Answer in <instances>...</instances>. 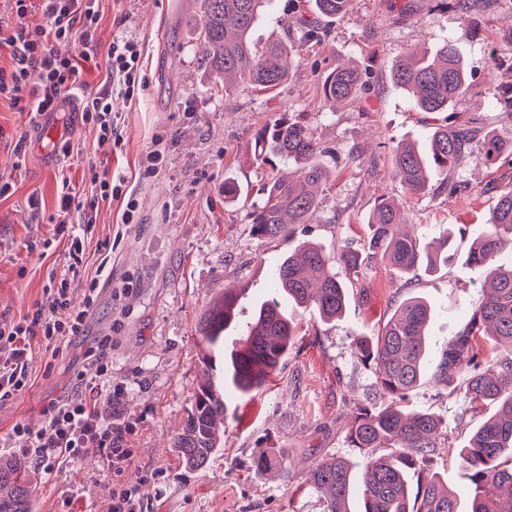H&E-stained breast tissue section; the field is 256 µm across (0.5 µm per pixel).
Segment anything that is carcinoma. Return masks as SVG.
I'll list each match as a JSON object with an SVG mask.
<instances>
[{
  "label": "carcinoma",
  "mask_w": 512,
  "mask_h": 512,
  "mask_svg": "<svg viewBox=\"0 0 512 512\" xmlns=\"http://www.w3.org/2000/svg\"><path fill=\"white\" fill-rule=\"evenodd\" d=\"M200 32L197 51L205 71L231 97L240 87L271 92L290 77L295 42L273 40L261 50L251 41V31L273 0H199ZM351 0H316L319 14L342 17ZM300 41L319 39L316 21L297 23ZM392 76L412 95L424 112H446L468 89L465 63L452 43H444L429 57L411 50L399 55ZM363 86L362 72L338 65L322 86L329 102L350 100ZM495 161L512 155V132L479 134L473 127L448 132L433 130L419 147L401 140L393 148L395 175L409 194L429 188L434 176L448 170L472 149ZM257 157L263 161L296 165L294 175L272 179L263 189V201L249 213L251 232L275 240L316 217L320 197L329 180L324 158L330 147L309 129L280 117L256 134ZM402 203L383 198L369 214L368 249L402 275L424 267L434 272L448 266L454 256L452 231L443 233L436 252L417 239L402 234ZM512 190L504 192L469 250L467 261L484 279L490 294L475 305L469 319L440 351L439 379L464 390L470 408L494 404L497 412L486 419L459 452L460 464L469 471L474 496L468 510L459 508L432 464L445 447L442 420L405 405L425 376L430 349L428 327L431 307L419 296L399 303L376 334L359 337L355 353L376 377L388 403H360L346 430V441L363 454L355 470L342 457L332 456L310 471L309 486L323 495L324 512H353L354 493L362 500L360 512H512ZM364 259L351 251L334 256L313 244L290 254L274 270L276 296L259 303L243 328L239 344L224 349V332L238 325L237 301L243 289H224L205 313L199 332L206 344L203 360L219 361L223 385L238 394L260 389L276 370L293 343L294 326L280 296L316 309L321 319L342 316L347 285L336 274V264L357 274ZM492 336L498 351L481 353L479 338ZM228 415L225 395L210 382L200 387L187 413L182 431L173 440L185 466L207 465L218 448L220 427ZM277 448L259 455L254 466L270 471L283 464ZM33 487L28 465L16 457H0V512H33Z\"/></svg>",
  "instance_id": "1"
}]
</instances>
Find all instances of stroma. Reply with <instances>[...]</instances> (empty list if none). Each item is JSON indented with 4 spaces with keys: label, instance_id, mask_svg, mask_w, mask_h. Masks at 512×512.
<instances>
[{
    "label": "stroma",
    "instance_id": "obj_1",
    "mask_svg": "<svg viewBox=\"0 0 512 512\" xmlns=\"http://www.w3.org/2000/svg\"><path fill=\"white\" fill-rule=\"evenodd\" d=\"M99 11L95 61H86L81 38L67 45L82 68L85 92L100 89L107 49L120 34L138 42L147 85L135 100L120 103L115 142L98 141L71 113L48 115L47 123L64 127L76 148L68 157L58 152L53 135L0 101V178L12 184L9 195L0 197V326L17 321L34 302L53 301L49 276L62 270L66 247L48 221L59 169L77 180L91 163L121 175L137 199L138 221L122 223V201L100 202L86 244L85 275H93L103 257L101 242L111 241L112 253L86 332L55 358L32 339L35 382L0 402V437L19 421L41 428L43 407L75 390L88 348L108 336L112 381L124 388L117 416L134 426L126 445L136 465L124 479L135 483L145 472L159 473L143 512H323L308 473L333 455L360 463V451L345 440L349 414L355 403L379 395L372 371L354 353L355 340L375 334L403 299L419 294L433 309L430 357L410 404L439 415L450 444L463 447L486 415L470 411L462 390L440 382L436 365L483 295L466 256L499 195L512 189V160L490 162L473 151L448 174L449 181L465 183L464 191L434 188L417 196L394 177L392 147L402 139H424L441 125L512 131V112L494 100L512 86V0H476L464 15L436 0H353L344 17L323 19L325 42L305 44L291 77L273 94L242 88L229 98L209 88L195 53L197 0H182L175 9L169 0H100ZM314 13L315 0H275L253 39L261 46L284 38L296 17ZM447 41L463 54L470 87L448 111H418L392 80L393 62L404 50L422 54ZM339 62L359 67L365 86L355 100L328 107L321 87ZM283 113L305 123L336 154L326 160L332 176L316 220L271 241L252 235L247 213L261 202L272 176L254 158L255 135ZM157 143L165 162L158 174L148 175L141 160ZM353 148L360 158L352 164L347 154ZM20 156L25 163L17 170ZM228 182L236 185V196H225ZM33 195L42 201L37 216L27 205ZM383 197L402 200L410 216L407 230L421 241L453 228L455 262L432 276L419 269L406 278L378 257L357 278L337 269L347 282L342 317L325 322L313 308H294L297 334L278 371L258 391L229 395L222 446L205 468H187L171 440L207 378L199 328L212 299L245 285L239 305L245 323L255 305L272 296L276 263L300 244H319L330 253L366 252L367 216ZM268 448L282 449V467L255 473V458ZM29 473L34 512H110V499L97 489L106 472L96 457L52 473L33 460Z\"/></svg>",
    "mask_w": 512,
    "mask_h": 512
}]
</instances>
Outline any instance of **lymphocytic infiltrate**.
<instances>
[{
  "instance_id": "1",
  "label": "lymphocytic infiltrate",
  "mask_w": 512,
  "mask_h": 512,
  "mask_svg": "<svg viewBox=\"0 0 512 512\" xmlns=\"http://www.w3.org/2000/svg\"><path fill=\"white\" fill-rule=\"evenodd\" d=\"M9 2L10 19L0 18V47L9 48L12 65L0 67V100H8L12 108L35 118L57 111L64 96L78 94L83 123L92 126L98 140H111L119 120L114 101L132 100L144 83L139 44L125 36L113 38L100 90L83 94L78 87L80 71L65 47L76 34L87 47H94L99 0ZM35 7L41 10L44 23L32 29L25 25L24 18ZM34 71L40 76L35 86L28 81ZM57 184L55 213L49 221L66 242L67 275L55 284L54 310L36 302L12 326L0 327V401L13 398L32 384L27 359L30 339H40L56 356L71 337L83 334L97 299L98 283L90 281L79 307L72 301L71 284L81 276L85 241L97 222L100 201L124 199L121 221L125 224L133 223L137 210L135 198L127 196L125 181L119 176L92 172L91 190L86 193L77 189L67 170L62 169ZM110 347L111 341L106 338L89 349L86 364L77 374L80 392L51 400L43 410V428L34 431L15 423L5 441L22 454L51 464L89 455L100 458L108 479L99 489L110 497L111 512H142L152 481L147 476L134 484L123 479L134 466L135 456L125 443L131 424L112 420V410L121 403L124 390L112 382Z\"/></svg>"
}]
</instances>
